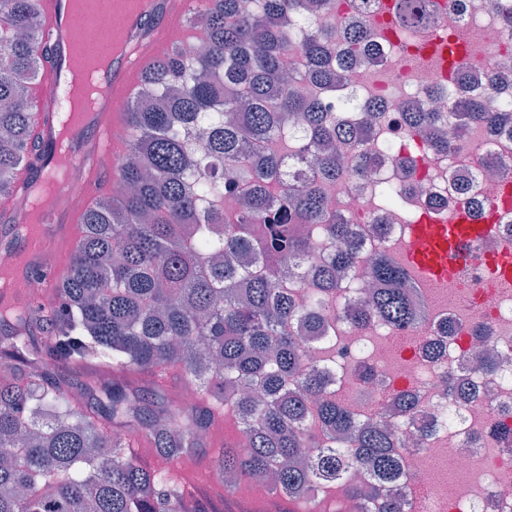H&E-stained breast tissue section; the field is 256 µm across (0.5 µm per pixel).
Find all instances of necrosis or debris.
Returning <instances> with one entry per match:
<instances>
[{
  "label": "necrosis or debris",
  "mask_w": 512,
  "mask_h": 512,
  "mask_svg": "<svg viewBox=\"0 0 512 512\" xmlns=\"http://www.w3.org/2000/svg\"><path fill=\"white\" fill-rule=\"evenodd\" d=\"M326 21L339 31L354 21L370 31L374 48L357 57L348 80L387 104L377 123L363 124L357 144L341 145L346 176L326 188L330 209L354 224L362 239L359 258L347 272L359 287L370 276L372 257L400 256L415 216L444 218L467 204L480 219L496 200L502 181L489 168L512 167V136H488L452 123L447 132L454 149L438 154L422 133L408 128L403 97L444 108L493 76V99L512 108V69L502 68L503 61L512 62V32L500 25L490 0H436L428 20L399 28L394 39L386 35L375 5L362 11L355 0H334ZM461 31L476 46L457 70L422 57V45L434 36ZM359 154L372 160L367 173L355 171ZM504 240H512V214L499 220L493 239L473 247L472 260L453 285L416 280L428 310L424 324L396 332L376 320L353 327L340 316L323 342L308 345L314 356L326 342L366 360L380 381L419 398L421 415L433 423L422 446L414 444L418 430L410 416L389 410L404 434L405 469L412 477L402 490L407 512H512V451L492 439L499 423L512 425V289L491 286L483 262ZM476 326L489 328L490 343L500 353L494 374L479 370ZM447 460L454 475L448 491L440 478Z\"/></svg>",
  "instance_id": "4bbe7bcc"
}]
</instances>
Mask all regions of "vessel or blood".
<instances>
[{
    "instance_id": "1",
    "label": "vessel or blood",
    "mask_w": 512,
    "mask_h": 512,
    "mask_svg": "<svg viewBox=\"0 0 512 512\" xmlns=\"http://www.w3.org/2000/svg\"><path fill=\"white\" fill-rule=\"evenodd\" d=\"M71 0H37L46 20L49 59L31 89L38 140L33 156V184L53 180L58 166L55 127L71 81L68 46L84 30L72 20ZM127 48L115 56L107 73L110 102L80 128L73 145L75 179L58 183L63 207L32 218L28 194L8 204L12 223L0 226V302L17 308H53L58 290L72 272V259L83 238L82 218L99 185L106 163L120 164L126 154L125 109L140 83L157 42L173 43L183 20L201 0H115ZM495 227L478 223L465 211L449 218L422 216L410 225L401 259L421 278L448 282L469 263L475 242L493 236ZM490 281L512 285V241L501 242L487 259Z\"/></svg>"
}]
</instances>
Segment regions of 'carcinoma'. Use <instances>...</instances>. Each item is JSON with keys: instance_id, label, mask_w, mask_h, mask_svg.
<instances>
[{"instance_id": "carcinoma-1", "label": "carcinoma", "mask_w": 512, "mask_h": 512, "mask_svg": "<svg viewBox=\"0 0 512 512\" xmlns=\"http://www.w3.org/2000/svg\"><path fill=\"white\" fill-rule=\"evenodd\" d=\"M328 2L205 0L186 25L203 32L206 50L171 47L144 69L125 111L129 153L118 174L132 191L103 192L86 211L57 309L0 307V512H209L130 448L142 435L176 463L216 415L239 431L218 458L224 487L248 477L288 499L339 488L354 503L362 491L352 476L367 460L379 512H405L395 493L398 438L375 421L383 404L356 414L339 403L328 365L335 352L321 348L320 364L310 366L298 336L285 330L297 324L322 335L336 298L350 292L341 274L354 259V225L329 211L322 185L343 175L332 146L355 138L351 117L383 110L347 87V111L336 116L304 89L343 86L351 52L371 47L357 24L340 46L334 31L298 28ZM427 2L395 0L398 23L423 22ZM45 29L36 0H0L1 201L19 188L37 140L29 89L43 74ZM298 34L308 67L272 95L288 36ZM453 115L512 132V111L489 110L479 93L463 96ZM406 116L435 151L452 150L448 113L410 99ZM247 151L261 162L243 171L237 158ZM321 236L334 250L309 281L304 264ZM250 254L262 265L242 267ZM283 260L299 287L312 285L310 308L275 271ZM409 276L396 259L377 257L376 288L346 318L362 325L375 315L396 329L423 322ZM37 323L49 328L43 342L31 335ZM88 363L115 376L106 404L77 401L47 375L51 366ZM172 371L192 388V409L136 422L125 377L144 374L160 388Z\"/></svg>"}]
</instances>
